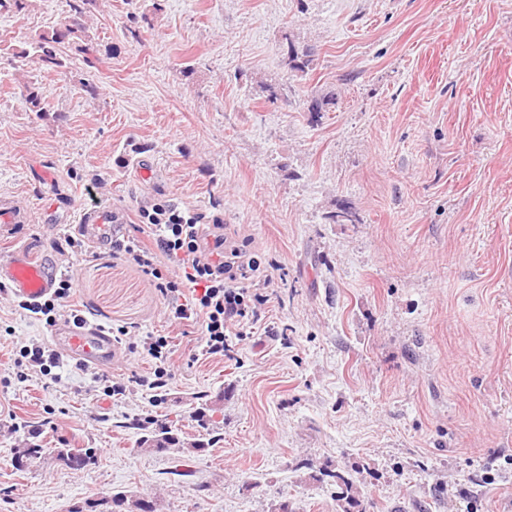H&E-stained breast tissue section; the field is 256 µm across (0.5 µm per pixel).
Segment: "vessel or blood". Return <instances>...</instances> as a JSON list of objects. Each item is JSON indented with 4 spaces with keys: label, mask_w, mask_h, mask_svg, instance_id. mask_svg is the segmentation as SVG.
<instances>
[{
    "label": "vessel or blood",
    "mask_w": 512,
    "mask_h": 512,
    "mask_svg": "<svg viewBox=\"0 0 512 512\" xmlns=\"http://www.w3.org/2000/svg\"><path fill=\"white\" fill-rule=\"evenodd\" d=\"M119 230L108 211H92L77 227L88 243L102 246L111 242ZM59 268L50 262H32L22 251L0 256V285L14 296L38 301L50 295L56 285ZM53 339L65 356L99 368L111 366L116 348L111 335L94 323H63Z\"/></svg>",
    "instance_id": "b4317fda"
}]
</instances>
